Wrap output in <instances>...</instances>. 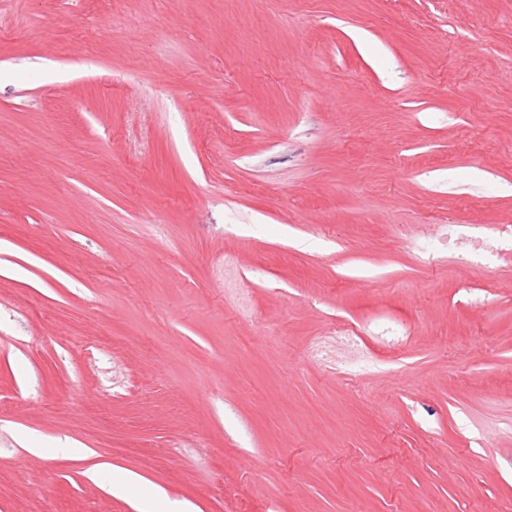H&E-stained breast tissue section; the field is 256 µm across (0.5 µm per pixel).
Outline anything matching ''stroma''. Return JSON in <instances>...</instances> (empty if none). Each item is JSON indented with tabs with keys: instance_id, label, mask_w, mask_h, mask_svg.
I'll use <instances>...</instances> for the list:
<instances>
[{
	"instance_id": "stroma-1",
	"label": "stroma",
	"mask_w": 512,
	"mask_h": 512,
	"mask_svg": "<svg viewBox=\"0 0 512 512\" xmlns=\"http://www.w3.org/2000/svg\"><path fill=\"white\" fill-rule=\"evenodd\" d=\"M509 220L512 0H0V512H504ZM411 243L415 253L426 255L428 259L442 252L445 243L448 260L457 266L494 267L502 255H512V225L444 224L432 235L417 229ZM365 350L360 332L353 327L344 326L336 330V336H327L325 340L311 344L308 353L316 360L323 359L328 352L331 353L336 371L349 379L358 380L370 363ZM112 486H113V489H116L117 491H122V492L127 491L132 488H137V489L146 488V484H144L141 481V478L134 473H128V474L124 475L115 486L112 483ZM142 493H144L145 497L148 499L167 497L166 491L159 487L146 488L145 490L142 491Z\"/></svg>"
}]
</instances>
